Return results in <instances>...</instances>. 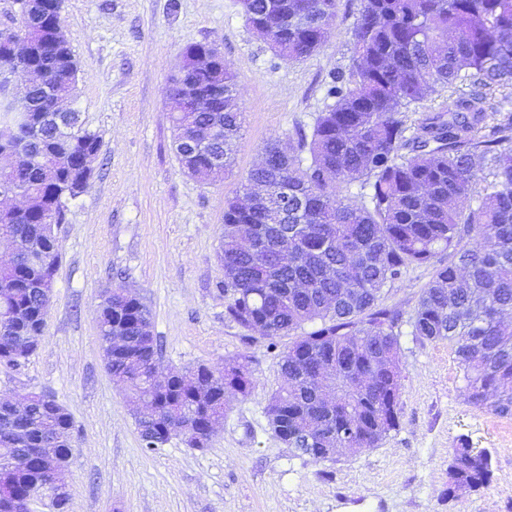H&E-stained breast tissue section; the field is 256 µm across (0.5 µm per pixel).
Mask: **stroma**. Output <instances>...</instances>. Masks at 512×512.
I'll list each match as a JSON object with an SVG mask.
<instances>
[{
  "mask_svg": "<svg viewBox=\"0 0 512 512\" xmlns=\"http://www.w3.org/2000/svg\"><path fill=\"white\" fill-rule=\"evenodd\" d=\"M359 5L337 0L323 47L289 62L252 33L237 0H63L79 63L74 106L103 148L56 229L61 260L41 344L22 365L0 366V397L45 393L69 412L67 512H512V418L466 402L448 342L403 332L399 428L377 447L316 463L268 424L282 381L276 350L225 312L224 201L268 140L311 129L329 105L334 77L354 62ZM199 42L221 49L242 114L235 166L220 184L188 176L173 149L167 89L185 46ZM433 272L410 270L384 304L411 314ZM117 273L151 310L163 371L249 359L252 389L230 397L207 448L177 438L144 447L101 354L98 305ZM463 438L489 454L491 474L452 495L448 466Z\"/></svg>",
  "mask_w": 512,
  "mask_h": 512,
  "instance_id": "stroma-1",
  "label": "stroma"
}]
</instances>
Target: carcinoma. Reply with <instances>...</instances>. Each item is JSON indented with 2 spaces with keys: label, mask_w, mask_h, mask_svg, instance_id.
Returning a JSON list of instances; mask_svg holds the SVG:
<instances>
[{
  "label": "carcinoma",
  "mask_w": 512,
  "mask_h": 512,
  "mask_svg": "<svg viewBox=\"0 0 512 512\" xmlns=\"http://www.w3.org/2000/svg\"><path fill=\"white\" fill-rule=\"evenodd\" d=\"M61 8L62 0H43L39 14L0 30V76L40 75L24 102L0 97V125L10 127L0 140V191L29 201L0 215V238L21 243L0 266V313L18 316L0 324V361L12 366L35 352L30 337L41 330L60 258L58 241L44 238L40 224L60 223L67 199L88 185L78 160L102 149L79 112L63 128L50 111L53 97L77 96L78 63L55 25ZM335 15L336 0H251L243 11L288 62L318 51ZM17 40L28 42L26 54L12 52ZM350 44L354 63L329 88L335 102L311 133L298 130L292 152L279 138L269 141L248 174L246 201H225L219 251L228 314L271 348L293 337L267 409L279 415L273 433L315 462L326 461L329 448H375L399 427L401 374L379 358L399 356L402 313L382 296L408 270L434 261L409 318L411 335L448 341L468 404L512 416V115L495 104L496 91L512 86V0H360ZM196 82L224 85V98L205 112L190 103L172 114L173 146L181 167L209 178L216 145H224L223 172L233 167L240 112L226 64L198 72ZM444 88L458 92L453 106L408 124L410 106ZM217 123L224 133L213 146L181 154L197 130ZM354 182L364 192L341 197V184ZM259 186L263 193H252ZM98 329L112 380L130 403L152 408L137 420L150 451L167 444L175 426L224 418L229 395L251 388L245 358L224 361L218 375L199 365L160 386L150 309L121 286L102 294ZM114 333L124 347L110 344ZM72 436L60 404L35 399L19 421L0 416V451L15 452L0 477V512L23 508L27 483L43 471L28 449L46 439L68 463ZM449 472L478 489L489 480L490 458L463 441Z\"/></svg>",
  "instance_id": "carcinoma-1"
}]
</instances>
